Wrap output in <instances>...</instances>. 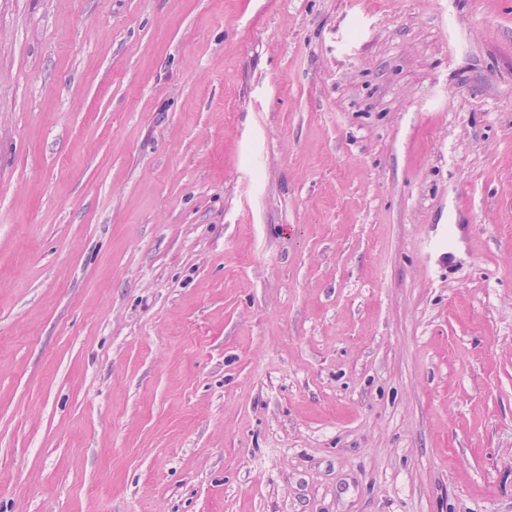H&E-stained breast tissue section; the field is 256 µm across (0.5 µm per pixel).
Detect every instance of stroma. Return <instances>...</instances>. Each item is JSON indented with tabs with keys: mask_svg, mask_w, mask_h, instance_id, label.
I'll use <instances>...</instances> for the list:
<instances>
[{
	"mask_svg": "<svg viewBox=\"0 0 512 512\" xmlns=\"http://www.w3.org/2000/svg\"><path fill=\"white\" fill-rule=\"evenodd\" d=\"M0 512H512V0H0Z\"/></svg>",
	"mask_w": 512,
	"mask_h": 512,
	"instance_id": "obj_1",
	"label": "stroma"
}]
</instances>
